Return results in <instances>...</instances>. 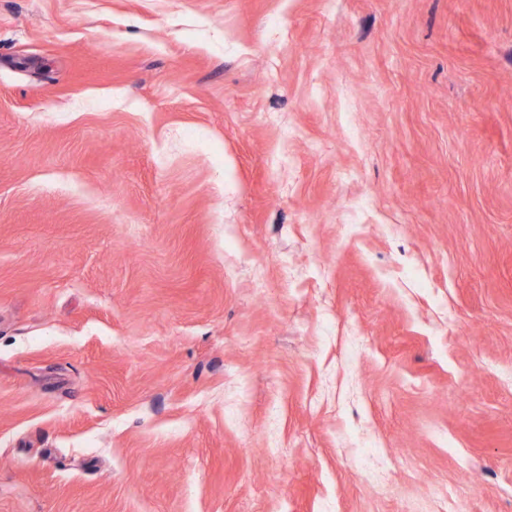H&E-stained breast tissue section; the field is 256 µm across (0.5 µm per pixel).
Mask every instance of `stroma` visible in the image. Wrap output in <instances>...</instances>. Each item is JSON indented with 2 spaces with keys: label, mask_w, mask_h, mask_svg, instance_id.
<instances>
[{
  "label": "stroma",
  "mask_w": 512,
  "mask_h": 512,
  "mask_svg": "<svg viewBox=\"0 0 512 512\" xmlns=\"http://www.w3.org/2000/svg\"><path fill=\"white\" fill-rule=\"evenodd\" d=\"M0 512H512V0H0Z\"/></svg>",
  "instance_id": "stroma-1"
}]
</instances>
